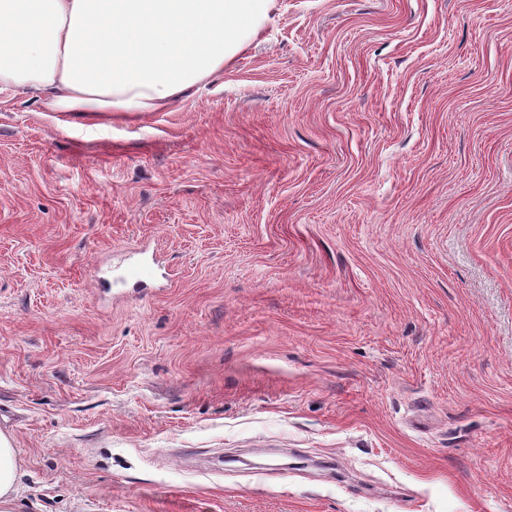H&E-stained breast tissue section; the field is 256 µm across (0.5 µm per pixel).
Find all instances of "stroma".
<instances>
[{"mask_svg":"<svg viewBox=\"0 0 512 512\" xmlns=\"http://www.w3.org/2000/svg\"><path fill=\"white\" fill-rule=\"evenodd\" d=\"M0 431L14 512H512V0H274L159 112L1 88ZM23 472L16 449L6 434L0 431V511L13 512Z\"/></svg>","mask_w":512,"mask_h":512,"instance_id":"1","label":"stroma"}]
</instances>
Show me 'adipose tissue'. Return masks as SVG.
Listing matches in <instances>:
<instances>
[{
  "instance_id": "obj_1",
  "label": "adipose tissue",
  "mask_w": 512,
  "mask_h": 512,
  "mask_svg": "<svg viewBox=\"0 0 512 512\" xmlns=\"http://www.w3.org/2000/svg\"><path fill=\"white\" fill-rule=\"evenodd\" d=\"M272 0H0V87L50 112H156L224 72ZM23 473L0 432V512Z\"/></svg>"
}]
</instances>
